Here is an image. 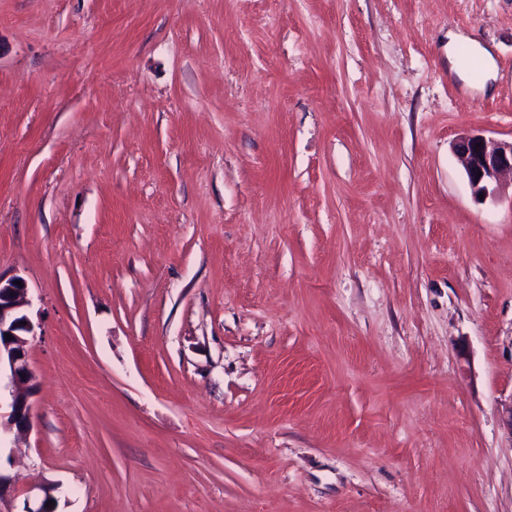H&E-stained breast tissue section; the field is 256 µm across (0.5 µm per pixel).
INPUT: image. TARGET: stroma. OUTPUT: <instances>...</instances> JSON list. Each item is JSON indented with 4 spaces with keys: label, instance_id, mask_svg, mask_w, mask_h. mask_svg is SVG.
I'll use <instances>...</instances> for the list:
<instances>
[{
    "label": "stroma",
    "instance_id": "35a3bbf8",
    "mask_svg": "<svg viewBox=\"0 0 512 512\" xmlns=\"http://www.w3.org/2000/svg\"><path fill=\"white\" fill-rule=\"evenodd\" d=\"M473 130L512 139V0H0L35 325L0 512H512V195L474 197ZM475 50L479 52L484 60H485V66L484 68L479 72H473L471 71L465 63L457 58L450 50L448 52V59L452 64V69L460 75V77L465 80L468 84H478L482 87L485 86L487 81L489 80L491 76V72L494 66V62L492 59L491 54L481 46H475ZM56 487L52 484H39L25 492L23 507L20 512H57V499L54 495ZM48 501H53L54 506L49 505Z\"/></svg>",
    "mask_w": 512,
    "mask_h": 512
}]
</instances>
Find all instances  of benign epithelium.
Segmentation results:
<instances>
[{"label": "benign epithelium", "instance_id": "1", "mask_svg": "<svg viewBox=\"0 0 512 512\" xmlns=\"http://www.w3.org/2000/svg\"><path fill=\"white\" fill-rule=\"evenodd\" d=\"M454 155L475 195L496 198L502 191L504 175H512V140H498L481 133L466 134L455 143ZM481 176H476V172ZM30 305L28 287L19 275L0 274V366L9 372L13 390L9 392L4 429L23 432L32 424V394L27 392L32 378L28 357V337L35 326L26 314ZM12 338H6V335ZM52 484H39L25 492L21 512H56L48 505L56 501Z\"/></svg>", "mask_w": 512, "mask_h": 512}]
</instances>
